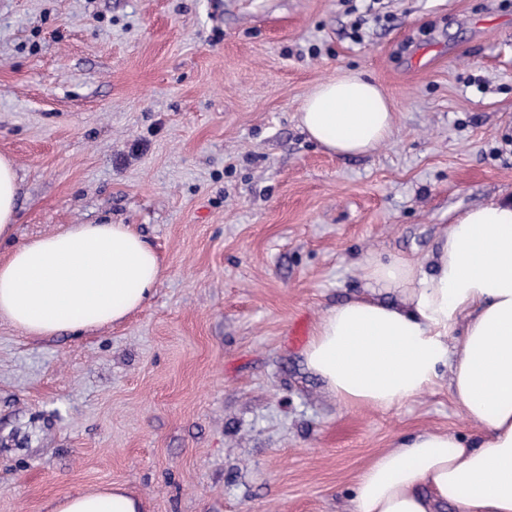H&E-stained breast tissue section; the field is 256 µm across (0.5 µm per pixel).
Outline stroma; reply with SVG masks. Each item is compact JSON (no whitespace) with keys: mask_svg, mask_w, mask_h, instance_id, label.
<instances>
[{"mask_svg":"<svg viewBox=\"0 0 512 512\" xmlns=\"http://www.w3.org/2000/svg\"><path fill=\"white\" fill-rule=\"evenodd\" d=\"M344 70L392 99L390 142L299 128ZM11 246L128 224L163 276L79 336L0 320V512L120 483L144 512H343L405 434L472 436L447 382L389 411L330 398L297 319L427 262L459 213L512 199V0H0Z\"/></svg>","mask_w":512,"mask_h":512,"instance_id":"stroma-1","label":"stroma"}]
</instances>
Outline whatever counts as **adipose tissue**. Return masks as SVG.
Here are the masks:
<instances>
[{
  "label": "adipose tissue",
  "instance_id": "1",
  "mask_svg": "<svg viewBox=\"0 0 512 512\" xmlns=\"http://www.w3.org/2000/svg\"><path fill=\"white\" fill-rule=\"evenodd\" d=\"M396 115L380 86L347 71L316 84L298 121L328 152L358 156L389 142ZM17 170L0 156V241L11 237ZM431 271L409 259L361 265V295L327 309L303 352L327 393L387 411L447 379L479 432L398 440L358 476L345 512H512V203L465 211L441 235ZM163 275L127 224H70L0 262V320L25 335L122 323ZM52 512H142L117 483L56 500Z\"/></svg>",
  "mask_w": 512,
  "mask_h": 512
}]
</instances>
